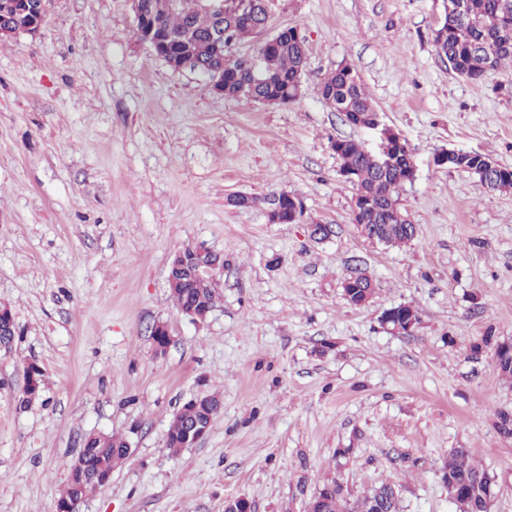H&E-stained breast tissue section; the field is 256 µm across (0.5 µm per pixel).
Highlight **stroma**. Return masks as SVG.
<instances>
[{
	"label": "stroma",
	"mask_w": 512,
	"mask_h": 512,
	"mask_svg": "<svg viewBox=\"0 0 512 512\" xmlns=\"http://www.w3.org/2000/svg\"><path fill=\"white\" fill-rule=\"evenodd\" d=\"M443 0H274L271 29L307 38L303 96L286 106L207 91L136 37L130 0H54L40 36L0 41V303L21 327L0 350V512H56L90 433L119 434L129 457L82 512H306L337 480L352 499L397 485L402 512H456L441 465L466 449L494 481L489 512H512V379L484 336L512 342V192L489 195L438 165L445 149L512 168V67L480 82L438 57ZM356 69L417 168L400 247L352 220L355 186L336 139L374 147L321 99L338 65ZM286 192L295 224L229 195ZM334 233L318 241L313 225ZM223 253L218 299L202 321L174 305L172 256ZM363 307L343 297L355 267ZM414 305L413 334L381 313ZM167 323L171 343L150 335ZM45 370L21 407L24 368ZM223 412L170 452L173 413L203 392ZM346 456H339V449ZM364 276H367L369 278V287H367L368 289L363 291L362 297H360V295H357L355 300H353V296L360 291V288H364V286L361 284V282L364 280ZM342 288L344 297L350 300L351 305L355 307H363L370 299V292L371 288H374V283L366 273H357L349 277H345L342 282Z\"/></svg>",
	"instance_id": "1"
}]
</instances>
